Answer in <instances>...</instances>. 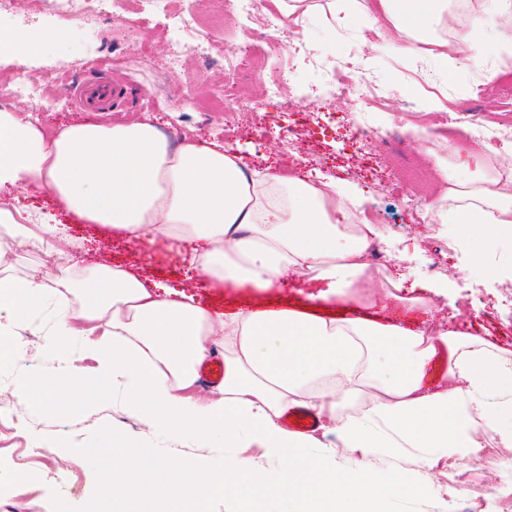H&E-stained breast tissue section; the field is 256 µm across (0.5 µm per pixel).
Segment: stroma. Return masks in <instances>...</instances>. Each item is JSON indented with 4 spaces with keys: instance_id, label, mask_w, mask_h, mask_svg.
Segmentation results:
<instances>
[{
    "instance_id": "35a3bbf8",
    "label": "stroma",
    "mask_w": 512,
    "mask_h": 512,
    "mask_svg": "<svg viewBox=\"0 0 512 512\" xmlns=\"http://www.w3.org/2000/svg\"><path fill=\"white\" fill-rule=\"evenodd\" d=\"M146 6V0H120L111 16L90 13L77 31L43 43L30 56L0 53V82L21 65L32 81L49 82L52 96L68 102L70 81L89 76L88 59L110 52L123 38L129 20ZM200 21L218 34L209 48L181 71L164 73L167 24L161 17L151 19V62L112 71L111 111L69 105L65 110L44 113L41 127L54 133L77 121L124 124L147 120L175 144L189 135L218 142L226 152L236 153L249 170L273 165L284 175L310 172L344 183L349 193H361L364 208L376 214L391 255V269L407 274L416 286L428 287L434 319L427 323V330L462 328L494 345L512 367V306L506 305L501 290L502 284L512 281V241L480 243L459 225L448 228L455 246L433 238L423 225L410 222L403 204L410 186L401 177L405 171L424 170L427 179L418 187L424 197H435L441 188L442 175L421 136L426 127L435 126L438 110L465 109L487 121L512 105L493 94L471 100L469 91L484 82L483 73L461 68L452 78H445L431 58L417 60L399 51L390 27L349 9L333 18L318 11L276 33L280 51L297 45L301 53L279 96L268 97L248 66L233 71L224 66L226 41L266 48V41L251 37L254 20L217 9L204 13ZM342 59L359 64L367 75L389 88V98L376 116L382 125L401 122L397 136L377 139L365 147L354 141L351 127L359 104L327 93L315 77L316 65L330 67ZM158 85L164 89L163 102L156 109H147V93ZM229 86L235 87L238 95L254 99L257 107L238 113L228 128L223 113L203 116L199 99ZM289 125L302 132L292 143L279 134ZM261 128L267 134L259 139L255 133ZM16 197L17 205L56 211L58 223L82 245L72 255L81 267L122 265L164 287L191 291L199 304L211 311L245 305L303 309L308 293L318 288L317 283L292 277L283 288L264 294L218 288L194 273L178 245L160 243L149 251L138 241L80 223L57 211L52 195L45 190H20ZM53 309V304H46L18 328L12 357L0 363V400L15 405L14 414L0 416V512H108L102 473L118 446L148 459H172L182 450L203 458L211 470L223 469V452L163 439L139 418L120 410L111 398H98L94 378L71 383L62 366L46 356ZM325 311L383 324L411 326L417 321L416 316L402 315L383 292L365 306L337 301L327 304ZM23 381L36 389L75 387L84 398L61 400L48 409L19 392ZM450 470L447 463H439L428 473L432 494L414 502H396L393 512H463L468 504L473 512H506L507 503L493 495L490 487L496 478H512V467L493 471L480 462L460 463L454 470L467 474L473 485L467 497L449 484Z\"/></svg>"
}]
</instances>
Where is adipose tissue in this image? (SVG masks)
<instances>
[{
  "instance_id": "1",
  "label": "adipose tissue",
  "mask_w": 512,
  "mask_h": 512,
  "mask_svg": "<svg viewBox=\"0 0 512 512\" xmlns=\"http://www.w3.org/2000/svg\"><path fill=\"white\" fill-rule=\"evenodd\" d=\"M379 7L409 51L408 36L452 24L460 57L436 39L431 51L441 68L483 69L482 38L492 15L473 11L454 24L449 0H359ZM467 182L434 201L438 223L476 228L487 242L512 235V194L484 177L483 152ZM36 186L86 224L151 246L165 240L191 247L197 271L216 283L261 291L294 274L328 281L331 295L351 297L374 277L364 259L372 224L360 235L348 228L359 201L335 182L271 172L246 173L222 147L202 141L173 144L153 123L107 126L76 122L50 134L22 114L0 109V360L9 350L10 326L54 302L48 357L91 360L101 387L123 408L170 440L223 442L224 470L204 473L194 457L147 462L113 458L102 476L112 512H124L139 482L157 489L145 512H206L216 494L265 512L273 497L294 512H390L397 501L428 496L423 471L439 460L476 461L481 431L512 451V368L489 344L459 330L435 336L396 323L354 317L324 318L287 309H242L214 314L192 296H160L155 286L117 266L92 271L69 265L12 271L19 246L64 253L69 245L48 216L32 219L7 194ZM222 348L224 380L209 394L196 391L198 368ZM448 356V382L435 388L426 372ZM378 392L353 411L348 401L364 386ZM312 410L322 436L291 433L280 418L291 408ZM264 448L275 460L255 468L237 455L242 445ZM349 452L354 468L336 462ZM411 458L415 468L382 477L368 469L382 451Z\"/></svg>"
}]
</instances>
